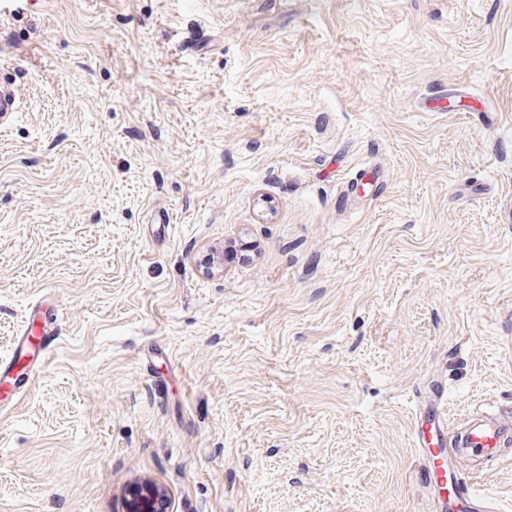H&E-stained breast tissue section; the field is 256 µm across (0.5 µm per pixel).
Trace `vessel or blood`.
<instances>
[{
  "instance_id": "b4317fda",
  "label": "vessel or blood",
  "mask_w": 512,
  "mask_h": 512,
  "mask_svg": "<svg viewBox=\"0 0 512 512\" xmlns=\"http://www.w3.org/2000/svg\"><path fill=\"white\" fill-rule=\"evenodd\" d=\"M20 110V99L15 80L8 72L0 73V129L9 128ZM59 336L55 312L47 304L33 306L21 327L10 356L0 360V392L15 396L29 381L28 372L17 371L18 362H26L29 369L46 363ZM448 397L444 387H436L429 402L417 408L414 416V437L418 447L426 451L421 480L434 494L428 512H470L482 506V493L473 480L449 478L447 442ZM512 442V414L497 411L494 415L469 423L461 442L463 448L475 457L497 461L499 450Z\"/></svg>"
}]
</instances>
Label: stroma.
I'll return each instance as SVG.
<instances>
[{"mask_svg":"<svg viewBox=\"0 0 512 512\" xmlns=\"http://www.w3.org/2000/svg\"><path fill=\"white\" fill-rule=\"evenodd\" d=\"M1 65L0 512H427L416 398L512 411V0H0ZM9 72L1 69L0 74V129L9 128L20 111V99L15 80ZM54 316L55 310L46 301L29 310L12 354L0 360V390L3 388L4 395L17 396L30 381V373L15 370L18 362L26 360L27 370L46 363L60 336L59 325H55L58 316ZM125 512H167L166 491L150 483L143 484L129 492L124 504Z\"/></svg>","mask_w":512,"mask_h":512,"instance_id":"35a3bbf8","label":"stroma"}]
</instances>
